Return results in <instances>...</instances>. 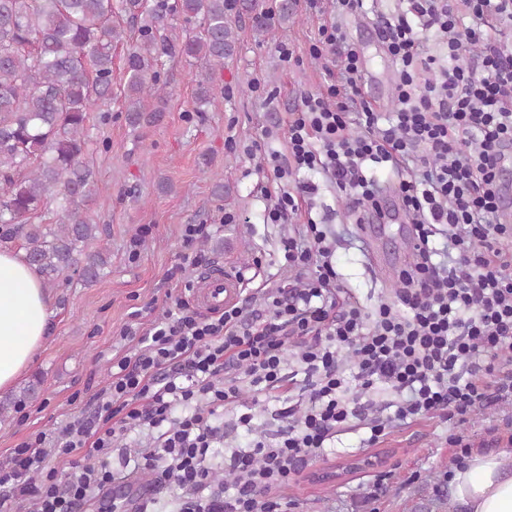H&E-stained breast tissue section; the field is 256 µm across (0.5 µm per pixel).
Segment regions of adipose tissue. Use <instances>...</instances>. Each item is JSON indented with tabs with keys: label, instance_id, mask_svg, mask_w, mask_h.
<instances>
[{
	"label": "adipose tissue",
	"instance_id": "1",
	"mask_svg": "<svg viewBox=\"0 0 512 512\" xmlns=\"http://www.w3.org/2000/svg\"><path fill=\"white\" fill-rule=\"evenodd\" d=\"M50 298L23 253L0 250V390L14 386L47 339ZM451 496L465 512H512V448L455 468Z\"/></svg>",
	"mask_w": 512,
	"mask_h": 512
}]
</instances>
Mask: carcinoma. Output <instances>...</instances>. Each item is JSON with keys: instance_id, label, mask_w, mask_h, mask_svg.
<instances>
[{"instance_id": "cac0c4a2", "label": "carcinoma", "mask_w": 512, "mask_h": 512, "mask_svg": "<svg viewBox=\"0 0 512 512\" xmlns=\"http://www.w3.org/2000/svg\"><path fill=\"white\" fill-rule=\"evenodd\" d=\"M281 30L295 16L291 0H0V249L22 241L27 263L44 286L58 287L78 275L92 285L107 275L110 250L90 251L100 225L84 203L98 190L86 159L88 112L112 100V50L127 27L139 36L128 49L123 89L133 127L158 122L163 108L146 100L166 96L157 69L163 56L200 68L196 111L218 107L214 75L237 47L239 22L253 34H271L269 16ZM50 201L59 203L57 224L30 219ZM35 379L18 395L0 398V422L17 403L37 397Z\"/></svg>"}]
</instances>
